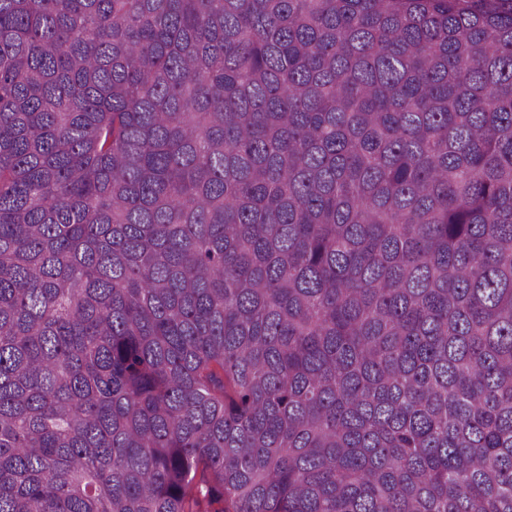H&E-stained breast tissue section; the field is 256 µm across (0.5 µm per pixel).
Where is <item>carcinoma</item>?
Segmentation results:
<instances>
[{"instance_id": "obj_1", "label": "carcinoma", "mask_w": 512, "mask_h": 512, "mask_svg": "<svg viewBox=\"0 0 512 512\" xmlns=\"http://www.w3.org/2000/svg\"><path fill=\"white\" fill-rule=\"evenodd\" d=\"M0 512H512V0H0Z\"/></svg>"}]
</instances>
